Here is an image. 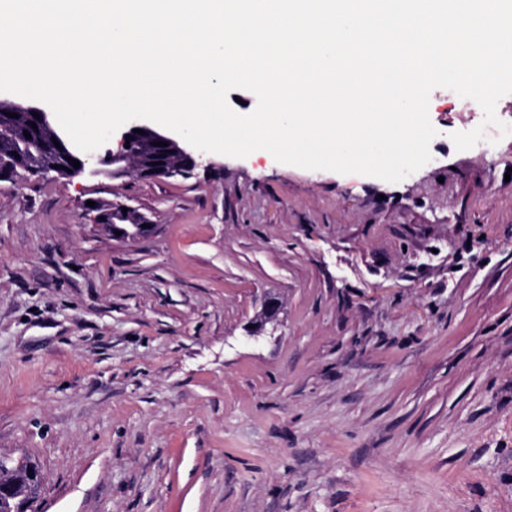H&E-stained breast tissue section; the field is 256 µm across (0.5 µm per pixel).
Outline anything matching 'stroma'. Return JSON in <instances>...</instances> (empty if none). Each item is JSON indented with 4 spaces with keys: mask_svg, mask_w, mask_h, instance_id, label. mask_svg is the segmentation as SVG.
I'll list each match as a JSON object with an SVG mask.
<instances>
[{
    "mask_svg": "<svg viewBox=\"0 0 512 512\" xmlns=\"http://www.w3.org/2000/svg\"><path fill=\"white\" fill-rule=\"evenodd\" d=\"M428 113L396 184L267 152L0 181V454L42 512H512V138ZM123 208H127L126 214H123ZM100 216H103L104 220H100ZM98 221L112 232L113 238L132 242L152 236L157 229V224H149L134 210L123 205H117L100 212ZM142 224H149V228H142ZM116 231H119L120 235H117ZM280 310L281 304L279 299L270 294L266 295L260 314L248 323V325H251V328H248V326L246 327L248 337H259L268 323L277 321Z\"/></svg>",
    "mask_w": 512,
    "mask_h": 512,
    "instance_id": "35a3bbf8",
    "label": "stroma"
}]
</instances>
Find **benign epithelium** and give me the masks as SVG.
<instances>
[{"label":"benign epithelium","mask_w":512,"mask_h":512,"mask_svg":"<svg viewBox=\"0 0 512 512\" xmlns=\"http://www.w3.org/2000/svg\"><path fill=\"white\" fill-rule=\"evenodd\" d=\"M10 108L21 112L28 117L33 114L40 115L36 119L39 127L50 135V139L59 142L63 150L59 156L51 159L43 157L41 151L28 145L19 152V156L4 158L0 155V179L8 174L22 169L32 174L47 175L52 172L65 173V169L72 170V174H86L89 176H121L126 172L128 165H133L137 175L142 179H154L159 177L186 176L196 166V158L193 152L187 150L178 140L160 133L146 125L133 120L127 124L121 132L114 133L111 138L98 149L85 153L74 149L66 139L52 128L49 115L36 106H24L12 104ZM143 133H137V130ZM131 139H126V136ZM77 160L80 166L72 167L65 157ZM97 158V165L89 164V159ZM104 220L100 224L112 232V237L122 240L137 242L152 236L157 225L147 223L143 217L132 209H123L117 205L100 212ZM281 304L277 297L266 295L260 314L249 322L250 328L246 329L248 337L257 338L262 334L267 324L276 321L279 317ZM42 482H32L26 485L16 479V467L13 459L0 454V499H12L16 496L25 498L24 506L28 512H39L37 502L39 499Z\"/></svg>","instance_id":"7a95c632"}]
</instances>
